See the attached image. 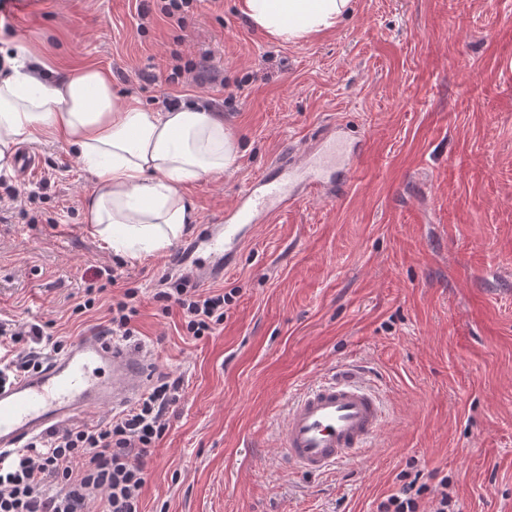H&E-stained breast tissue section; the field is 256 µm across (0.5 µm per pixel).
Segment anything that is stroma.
<instances>
[{
  "label": "stroma",
  "mask_w": 512,
  "mask_h": 512,
  "mask_svg": "<svg viewBox=\"0 0 512 512\" xmlns=\"http://www.w3.org/2000/svg\"><path fill=\"white\" fill-rule=\"evenodd\" d=\"M138 4L12 0L0 47L60 74L109 70L149 108L167 93L221 103L237 162L188 188L196 224L139 263L86 232L93 178L74 153L32 144L34 173H0L19 194L0 201V320L74 340L121 294L75 313L100 272L137 289L152 375L184 380L146 459L144 512H376L413 468L446 476L460 512H512V0H355L295 43L254 27L242 0H200L182 28L152 0L144 31ZM204 53L223 84L166 83L175 59ZM331 126L362 144L346 187L249 231L208 283L233 296L223 325L187 336L154 298L161 277L191 240L210 263L208 228L241 189ZM41 188L31 224L19 201ZM342 368L379 391L384 426L358 460L310 478L285 464L278 430L291 398Z\"/></svg>",
  "instance_id": "1"
}]
</instances>
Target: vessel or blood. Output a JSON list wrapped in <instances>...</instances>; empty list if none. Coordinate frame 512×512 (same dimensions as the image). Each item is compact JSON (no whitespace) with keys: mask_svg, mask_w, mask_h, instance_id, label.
<instances>
[{"mask_svg":"<svg viewBox=\"0 0 512 512\" xmlns=\"http://www.w3.org/2000/svg\"><path fill=\"white\" fill-rule=\"evenodd\" d=\"M355 151L339 130L322 133L302 156L284 153L240 193L207 238L212 257L232 266L246 230L309 196L336 195V165ZM148 381L145 360L97 335L75 341L25 378L0 383V457L25 442L102 409L132 403ZM377 393L352 372L305 389L288 405L278 442L298 472L323 475L354 462L380 431Z\"/></svg>","mask_w":512,"mask_h":512,"instance_id":"b4317fda","label":"vessel or blood"}]
</instances>
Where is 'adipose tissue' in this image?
Listing matches in <instances>:
<instances>
[{
	"mask_svg": "<svg viewBox=\"0 0 512 512\" xmlns=\"http://www.w3.org/2000/svg\"><path fill=\"white\" fill-rule=\"evenodd\" d=\"M353 0H244V13L268 35L296 42L335 28ZM71 146L94 176L85 229L141 261L165 251L195 221L188 184L231 168L237 146L224 115L200 105L163 112L119 98L110 71L86 66L40 77L17 53L0 55V172L21 144Z\"/></svg>",
	"mask_w": 512,
	"mask_h": 512,
	"instance_id": "obj_1",
	"label": "adipose tissue"
}]
</instances>
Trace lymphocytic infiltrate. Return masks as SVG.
I'll return each mask as SVG.
<instances>
[{
  "mask_svg": "<svg viewBox=\"0 0 512 512\" xmlns=\"http://www.w3.org/2000/svg\"><path fill=\"white\" fill-rule=\"evenodd\" d=\"M134 289H125L109 308L104 335L128 342L135 336ZM177 307L193 337L213 334L224 322L230 298L201 289L190 276L175 279L155 294ZM29 344L19 355V344ZM64 342L41 324L16 326L0 322V383L37 369L45 353L61 352ZM182 379L160 376L133 406L113 415L103 426L78 425L49 432L0 460V512H85L99 495L100 512H142L141 491L147 474L144 459L168 429L167 413L181 398ZM401 486L380 502L377 512H455L447 479L418 482L409 472L397 476Z\"/></svg>",
  "mask_w": 512,
  "mask_h": 512,
  "instance_id": "obj_1",
  "label": "lymphocytic infiltrate"
}]
</instances>
